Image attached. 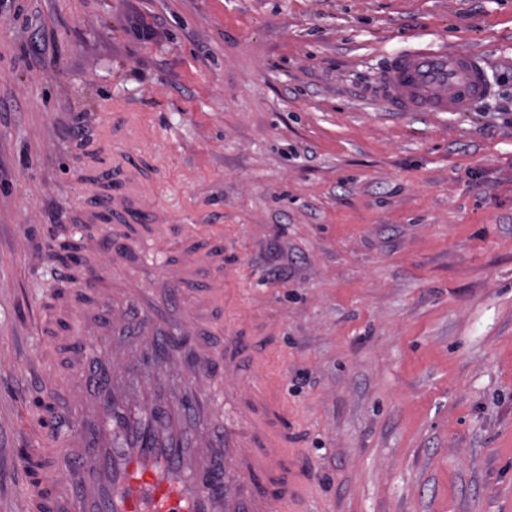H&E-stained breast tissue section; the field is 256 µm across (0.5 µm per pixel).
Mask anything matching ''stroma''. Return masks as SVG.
Masks as SVG:
<instances>
[{"label": "stroma", "mask_w": 512, "mask_h": 512, "mask_svg": "<svg viewBox=\"0 0 512 512\" xmlns=\"http://www.w3.org/2000/svg\"><path fill=\"white\" fill-rule=\"evenodd\" d=\"M425 46L480 53L491 94L390 105L389 60ZM127 147L170 247L224 244L192 285L212 345L240 341L212 407L235 419L266 359L300 512H512V0L1 6L0 512H28L16 451L56 421L55 251Z\"/></svg>", "instance_id": "obj_1"}]
</instances>
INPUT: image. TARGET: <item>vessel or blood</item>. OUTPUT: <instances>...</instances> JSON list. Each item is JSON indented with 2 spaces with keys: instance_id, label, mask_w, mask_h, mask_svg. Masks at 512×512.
<instances>
[{
  "instance_id": "vessel-or-blood-1",
  "label": "vessel or blood",
  "mask_w": 512,
  "mask_h": 512,
  "mask_svg": "<svg viewBox=\"0 0 512 512\" xmlns=\"http://www.w3.org/2000/svg\"><path fill=\"white\" fill-rule=\"evenodd\" d=\"M383 91L405 112H464L487 96L482 60L463 50L415 48L391 61ZM145 184L136 166L122 170L102 212L130 224L158 225L156 211L142 204ZM130 237L115 238L107 254L81 264L86 301L74 319L85 334L70 339L72 373L67 399L74 408L91 403L88 414L64 423L52 448L19 450L30 512H293L301 478L288 470L285 409L258 417L243 414L242 426L214 431L201 442L189 428L192 414L167 409L146 385L178 375L196 401H203L212 369L207 347L185 362L173 336L201 334L189 285L203 256L220 265L224 247L184 254L161 263L153 291H109L110 272L144 259ZM183 301L178 322L160 316L163 290ZM126 372L114 375L113 358Z\"/></svg>"
}]
</instances>
